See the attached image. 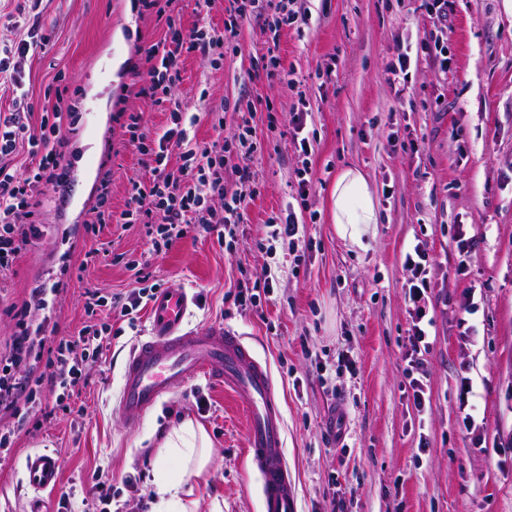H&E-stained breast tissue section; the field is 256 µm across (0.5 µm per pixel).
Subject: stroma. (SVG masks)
I'll use <instances>...</instances> for the list:
<instances>
[{"instance_id": "1", "label": "stroma", "mask_w": 512, "mask_h": 512, "mask_svg": "<svg viewBox=\"0 0 512 512\" xmlns=\"http://www.w3.org/2000/svg\"><path fill=\"white\" fill-rule=\"evenodd\" d=\"M0 0V58L27 34L48 37L45 50L22 64L30 124L55 99L47 91L67 85L82 115L66 149L69 180L48 191L39 217L43 237L26 247L0 277V341L13 331L9 309L29 300L32 288L60 284L44 311L57 335L77 332L86 320L82 295L97 288L125 297L134 288L126 260L148 249L142 225H112L87 235L103 175H110L112 210L121 212L130 180L144 177L139 155L123 144L118 112H144L151 130L170 123L168 110L126 93L139 50L164 29L135 0ZM501 0H448L449 68L429 62L411 72L396 95L384 65L397 45L416 47L432 21L420 0H311L307 26L280 32L281 57L300 84L268 79L262 56L268 38L247 21L221 68L196 55L181 67L179 99L199 120L196 142L232 130L239 112L255 109L261 155L250 164L259 175L248 220L232 247L212 237L186 236L151 258V280L193 295L189 327L238 331L267 363L283 405L284 453L298 512H330L333 497L348 512H512V19ZM332 68L320 84L316 70ZM308 102L306 129L316 138L309 159L298 156L287 131L299 98ZM223 111L215 129L211 111ZM275 129H268L267 114ZM424 131L418 151L393 149L399 129ZM309 163L313 189L305 202L317 215L305 226L312 246L304 253L285 240L272 251L271 212L295 204L296 170ZM358 166L368 177L379 222L367 251L341 240L332 221L331 190L340 169ZM473 237L472 262L454 270L456 226ZM427 242L436 264L429 315L433 344L424 359L430 403L417 412L405 376L409 316L404 303L405 254ZM117 262H86L93 249ZM275 276L269 295L239 308L240 288L265 273ZM473 292L479 310L459 324L458 304ZM148 310L112 338L105 363L87 368V382L68 414L29 411L16 426L11 451L0 457V512H29L31 494L23 463L35 450L60 459L52 502L85 512L92 475L112 483V512H154L150 482L164 434L183 418L209 434L214 462L206 481L195 482L198 512L213 499L223 512H261L259 481L246 455L242 401L200 378L161 399L145 416L122 421L115 410L125 353L149 331ZM473 381L478 419L487 426L483 446L462 431L458 375ZM345 415L343 446L331 443L334 409Z\"/></svg>"}]
</instances>
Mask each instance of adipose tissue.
Listing matches in <instances>:
<instances>
[{
	"instance_id": "obj_1",
	"label": "adipose tissue",
	"mask_w": 512,
	"mask_h": 512,
	"mask_svg": "<svg viewBox=\"0 0 512 512\" xmlns=\"http://www.w3.org/2000/svg\"><path fill=\"white\" fill-rule=\"evenodd\" d=\"M332 219L336 234L359 249H367L378 222L373 191L365 173L357 167L340 170L331 192ZM158 458L168 464L151 482L158 512L179 506L180 512H197L199 501L190 477L202 476L213 462L211 442L204 428L193 420H183L164 437Z\"/></svg>"
}]
</instances>
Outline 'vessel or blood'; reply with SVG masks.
Returning a JSON list of instances; mask_svg holds the SVG:
<instances>
[{"label": "vessel or blood", "mask_w": 512, "mask_h": 512, "mask_svg": "<svg viewBox=\"0 0 512 512\" xmlns=\"http://www.w3.org/2000/svg\"><path fill=\"white\" fill-rule=\"evenodd\" d=\"M185 288L160 290L151 305L148 336L122 363L118 401L121 418L142 416L163 397L198 377L239 395L246 407L247 455L261 481L262 512H297L293 479L284 454V416L270 370L239 332L223 327L191 329L186 324ZM60 460L44 451L25 459L24 482L33 491L30 512H50L42 497L55 486Z\"/></svg>", "instance_id": "b4317fda"}]
</instances>
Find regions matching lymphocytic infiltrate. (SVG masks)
Masks as SVG:
<instances>
[{
    "label": "lymphocytic infiltrate",
    "mask_w": 512,
    "mask_h": 512,
    "mask_svg": "<svg viewBox=\"0 0 512 512\" xmlns=\"http://www.w3.org/2000/svg\"><path fill=\"white\" fill-rule=\"evenodd\" d=\"M421 2L433 17L434 28L418 46L425 58L447 68L448 0ZM157 14L164 17L166 31L144 51L146 78L136 95L168 108L171 124L163 133H153L143 113H128L123 127L148 175L130 181L126 205L118 213L108 205L109 182H102L96 214L86 229L96 234L107 224L124 228L145 225L152 250L158 254L191 232L220 241L235 236L237 225L246 223L256 196L255 170L247 164L228 166L226 160L233 143L245 155H253L255 130L250 121L237 124L228 139L202 145L191 142L177 92L182 56L193 53L211 66H222L225 41L236 36L241 23L253 19L263 22L270 33L265 54L267 78L296 85L294 70L286 68L281 58L279 36L283 27L308 24L310 12L306 0H224V29L220 32L200 24L183 27L177 0H164ZM26 107L24 97L19 96L12 111L0 113L1 274L10 271L22 251L42 237L35 208L48 190L64 181V147L74 131L72 107L64 93H57L55 105L43 113L39 125L24 122ZM23 142L30 148L32 161L21 168L12 164L10 157ZM127 267L134 273L136 288L121 304L109 301L99 290L86 291L83 308L88 321L77 334L48 335L47 321L37 318L44 308L43 289H34L30 300L15 309L14 331L7 351L0 354L1 416H21L41 405L49 394L54 395L58 409L70 412L69 401L87 366L106 359L111 349L112 325L99 320V312L115 309L120 317H128L145 307L158 291L139 261H129ZM403 267L407 273L405 301L410 318L404 360L413 405L421 412L426 407L423 356L431 347L426 330L427 297L435 270L425 241H418L406 253Z\"/></svg>",
    "instance_id": "lymphocytic-infiltrate-1"
}]
</instances>
